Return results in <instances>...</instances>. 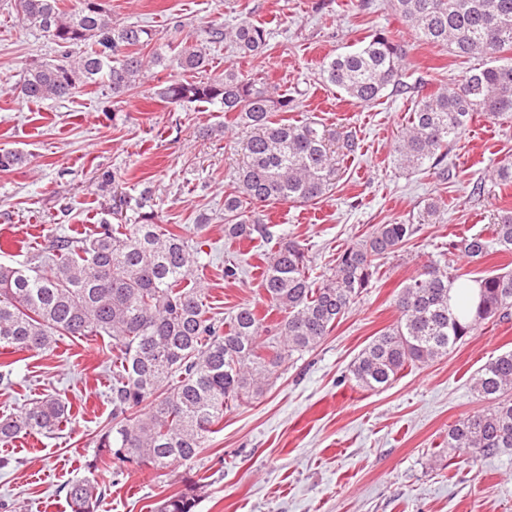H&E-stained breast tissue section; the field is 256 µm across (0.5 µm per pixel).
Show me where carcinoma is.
<instances>
[{"instance_id": "carcinoma-1", "label": "carcinoma", "mask_w": 512, "mask_h": 512, "mask_svg": "<svg viewBox=\"0 0 512 512\" xmlns=\"http://www.w3.org/2000/svg\"><path fill=\"white\" fill-rule=\"evenodd\" d=\"M25 26L46 34L62 57L59 63L26 68L12 86L27 101L69 98L80 86L104 83L112 99L141 84L154 65L168 60L182 71L200 73L209 65L202 42L184 43L170 53L140 50L154 41L151 30L112 21L103 0H78L70 10L59 0H15ZM389 7L429 44L456 57L479 58L461 85L440 88L415 100L409 127L396 143L395 161L407 171L441 165L448 146L477 113L512 118V0H389ZM210 39L231 42L251 56L267 45L268 29L248 19ZM91 50L73 55L78 45ZM404 52L386 31L369 36L353 52L339 54L322 69L325 83L362 104L386 90L411 91L402 81ZM165 103L224 105L232 122L252 129L237 187L224 195V239L232 244L265 237L269 230L256 210L275 202L316 204L334 184L339 164L359 149L351 133H332L314 121L293 124L274 119L293 100L276 87L233 69L224 76L171 80L156 90ZM25 156L0 149V171ZM141 193L125 201V223L104 221L74 242L56 238L44 262L20 268L0 264V347L50 353L62 337H108L119 352L112 370V417L95 442L89 475L65 486L71 512H101L105 489L94 472L109 462L116 475L156 474L192 462L208 434L224 420L232 402L263 394L294 354L314 349L378 275L379 261L399 251L414 235L412 224H378L362 243L340 251L325 280L307 275L302 246L283 241L263 260L261 284L266 305L282 314L267 325L257 306L240 304L224 324L208 316L200 289L188 286L198 267V251L172 229L157 224ZM497 243L512 250V212L494 223ZM451 254L470 261L488 255L479 235L448 244ZM448 267L426 264L406 280L397 297L395 326L374 337L352 362L350 379L363 390L393 384L409 364L448 355L481 323L512 309V273L475 280L476 300ZM473 391L490 408L459 419L448 430V450L494 455L512 448V350L491 359L477 373ZM71 405L54 395L18 415L0 417V442L22 435L51 434L70 417ZM199 482L166 498L158 512H194Z\"/></svg>"}]
</instances>
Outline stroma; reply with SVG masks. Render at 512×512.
Segmentation results:
<instances>
[{
    "label": "stroma",
    "mask_w": 512,
    "mask_h": 512,
    "mask_svg": "<svg viewBox=\"0 0 512 512\" xmlns=\"http://www.w3.org/2000/svg\"><path fill=\"white\" fill-rule=\"evenodd\" d=\"M107 7L117 23L148 26L159 44L207 41V26L243 18L264 24L270 35L261 55L244 58L229 42L210 43L208 75L230 66L269 83L294 100L285 121L309 118L352 132L359 149L318 204H271L270 238L225 245L224 195L235 188L247 130L225 126L217 102L159 101L157 85L183 76L165 64L119 103L97 84L62 101L16 98L11 86L23 67L58 54L48 37L22 24L13 0H0V147L26 156L0 172V264L28 265L56 237H84L108 218L107 170L121 172L125 196L150 190L159 224L179 228L199 249L198 281L220 322L242 303H261L258 267L281 240L304 247L319 282L337 252L375 225L402 221L416 232L382 259L378 279L325 340L294 355L263 397L225 409L194 462L128 480L100 470L102 512H155L188 476L205 484L195 512H512V450L453 465L447 450L449 427L488 407L472 379L491 357L512 350V316L480 325L446 357L406 368L386 389L365 391L349 378L358 352L397 321V294L423 265H447L471 279L512 270V251L472 263L448 252L459 234L494 241L497 214L512 211V182L496 175L512 163V119H475L448 147V177L414 173L394 162L414 107L410 95L388 91L359 104L321 77L324 61L380 30L396 34L403 80L425 93L459 85L474 60L421 41L388 0H108ZM432 197L445 211L437 223H420ZM231 264L242 266L238 278H225ZM112 359L107 338L66 337L49 354L0 349V365L14 368L12 384H0V417L48 394L72 406L57 434L0 443V512H70L62 488L87 475L94 441L111 419Z\"/></svg>",
    "instance_id": "1"
}]
</instances>
